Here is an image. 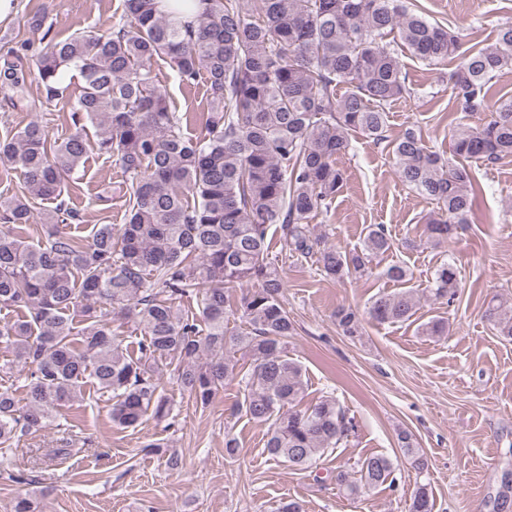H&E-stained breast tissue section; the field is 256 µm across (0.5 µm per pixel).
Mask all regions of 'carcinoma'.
Returning <instances> with one entry per match:
<instances>
[{
	"label": "carcinoma",
	"instance_id": "obj_1",
	"mask_svg": "<svg viewBox=\"0 0 512 512\" xmlns=\"http://www.w3.org/2000/svg\"><path fill=\"white\" fill-rule=\"evenodd\" d=\"M198 2L195 19L184 23L159 11L156 0H124L110 30L47 43L35 58L45 98L66 97L64 69L83 82L70 132L55 138L31 122L0 138L4 176H19L14 194L0 195V310H27L0 324V349L13 355L0 373L19 372L26 392L21 406L12 389H0L4 458L87 385L111 396L119 427L134 428L147 415L175 419L161 385L167 367L201 407L237 378V410L267 426L273 462L304 470L348 442L357 427L335 398L303 406L308 383L288 357L295 322L269 231L279 228L281 251L316 257L320 274L336 281L368 272L373 257L394 247L382 224L367 228L362 249L342 251L308 223L328 212L343 186L336 159L350 149L351 133L387 140L388 108L411 94L389 35L430 65L459 59L449 79L467 114L484 110L493 74L512 65L511 24L494 42L462 53L455 37L407 0ZM159 60L185 85L205 80L204 134L183 133L182 117L158 84ZM0 86L24 98L25 71L4 60ZM449 125L454 162L427 149L419 128L406 129L392 149L400 182L438 205L425 225L437 242L466 223L483 192L470 162L512 156V97L482 124L454 117ZM94 149L123 174L127 221L94 225L85 243L65 231L66 218L75 217L65 195ZM36 200L55 206L41 220L45 238L29 244L21 228ZM244 285L232 298L229 290ZM458 288V269L443 262L427 293L451 304ZM188 300L199 314L185 313ZM419 302L412 289L379 294L367 314L379 324L405 322ZM235 315L246 329L231 333L225 324ZM335 317L343 335H361L356 311L340 307ZM487 317L512 339V307L493 306ZM117 321L140 329L137 352L123 347L112 328ZM242 359L250 360L243 374ZM397 441L410 465L424 468L413 434L402 430ZM394 472L388 456L368 454L352 470L336 469V488L354 500L393 487ZM433 509L430 488L419 485L409 512Z\"/></svg>",
	"mask_w": 512,
	"mask_h": 512
}]
</instances>
